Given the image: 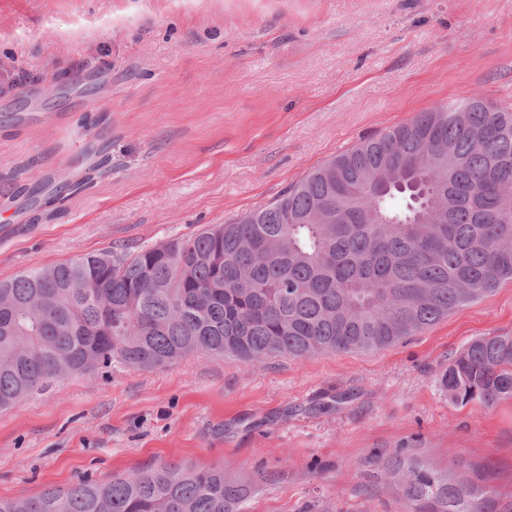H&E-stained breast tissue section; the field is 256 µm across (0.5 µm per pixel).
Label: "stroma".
<instances>
[{
    "mask_svg": "<svg viewBox=\"0 0 512 512\" xmlns=\"http://www.w3.org/2000/svg\"><path fill=\"white\" fill-rule=\"evenodd\" d=\"M471 96L512 108V0H0V280L232 222ZM506 332L512 281L377 351L66 374L0 410V498L224 463L246 512H402L399 449L512 495V401L440 386Z\"/></svg>",
    "mask_w": 512,
    "mask_h": 512,
    "instance_id": "stroma-1",
    "label": "stroma"
}]
</instances>
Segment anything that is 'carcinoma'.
<instances>
[{"instance_id": "carcinoma-1", "label": "carcinoma", "mask_w": 512, "mask_h": 512, "mask_svg": "<svg viewBox=\"0 0 512 512\" xmlns=\"http://www.w3.org/2000/svg\"><path fill=\"white\" fill-rule=\"evenodd\" d=\"M169 243L0 280V408L114 363L377 350L481 299L512 280V111L436 105ZM441 384L455 404L512 400V335L470 342ZM379 458L405 512H512L475 474ZM251 491L222 466L166 465L0 499V512H244Z\"/></svg>"}]
</instances>
